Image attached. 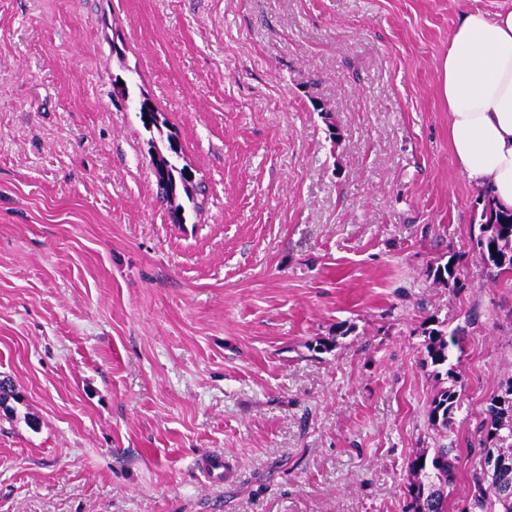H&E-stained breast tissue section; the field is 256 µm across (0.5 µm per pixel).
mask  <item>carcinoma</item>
<instances>
[{"label":"carcinoma","instance_id":"1","mask_svg":"<svg viewBox=\"0 0 512 512\" xmlns=\"http://www.w3.org/2000/svg\"><path fill=\"white\" fill-rule=\"evenodd\" d=\"M125 86L124 100L135 110L145 130L163 134L166 121L156 123L151 119L155 109L146 101L132 96L127 82L116 79ZM161 145L149 141V156L152 173L155 177L161 198L169 205V210H190L198 213L203 208L199 197L204 190L187 187V179L178 153L167 148L169 139H160ZM471 251L484 263L487 269L498 277L512 274V211L504 212L494 208L488 194H483V207L480 213L479 234L471 238ZM456 256H449L446 263H437L430 270L436 284L458 283L456 277ZM428 363L434 367L435 375L448 377L455 374L452 363L453 350H462L457 330H448L444 323L423 331ZM460 406V392L456 386L440 389L432 398L428 408L430 424L448 431L454 415ZM469 454L475 457L469 470V492L464 500L462 512H512V492L505 494L503 489L512 488V466L488 472L482 460L495 458L512 463V380L501 389V393L491 399L478 429L477 437L469 443ZM460 458L454 449L442 445L433 450L426 448L416 452L407 462L408 496L406 512H448V486L453 483Z\"/></svg>","mask_w":512,"mask_h":512}]
</instances>
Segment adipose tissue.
<instances>
[{
  "label": "adipose tissue",
  "mask_w": 512,
  "mask_h": 512,
  "mask_svg": "<svg viewBox=\"0 0 512 512\" xmlns=\"http://www.w3.org/2000/svg\"><path fill=\"white\" fill-rule=\"evenodd\" d=\"M448 141L458 170L512 209V0L463 12L442 63Z\"/></svg>",
  "instance_id": "ef3b65f1"
}]
</instances>
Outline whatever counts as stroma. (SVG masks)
Returning <instances> with one entry per match:
<instances>
[{
    "instance_id": "obj_1",
    "label": "stroma",
    "mask_w": 512,
    "mask_h": 512,
    "mask_svg": "<svg viewBox=\"0 0 512 512\" xmlns=\"http://www.w3.org/2000/svg\"><path fill=\"white\" fill-rule=\"evenodd\" d=\"M503 2L0 0V512H405L416 451L466 455L512 279L469 249L440 64ZM119 76L202 184L186 223ZM434 320L463 348L446 434ZM458 329L448 332V325L444 322H438L437 327L427 328L423 331L426 336L425 349L427 352V364L434 367L433 373L439 376L442 371L447 379L453 378L454 384L450 387L440 389L432 398L428 408V419L430 424L439 431L448 433L454 420V415L460 406V392L456 389L458 382L452 376L455 374L456 364L452 363L454 357L453 349L461 353V339L457 333Z\"/></svg>"
}]
</instances>
